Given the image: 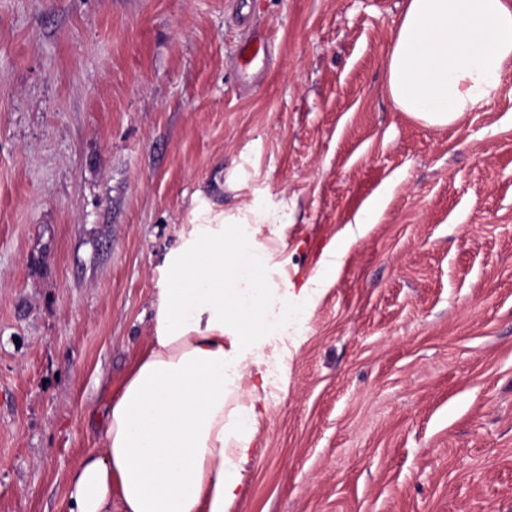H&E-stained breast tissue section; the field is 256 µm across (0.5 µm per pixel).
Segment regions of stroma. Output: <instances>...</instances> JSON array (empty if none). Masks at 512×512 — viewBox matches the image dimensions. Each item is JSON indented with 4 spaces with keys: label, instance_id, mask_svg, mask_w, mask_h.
<instances>
[{
    "label": "stroma",
    "instance_id": "obj_1",
    "mask_svg": "<svg viewBox=\"0 0 512 512\" xmlns=\"http://www.w3.org/2000/svg\"><path fill=\"white\" fill-rule=\"evenodd\" d=\"M403 8L0 0V512H65L164 255L259 213L270 279L313 294L262 345L227 512H512V72L456 124L398 111Z\"/></svg>",
    "mask_w": 512,
    "mask_h": 512
}]
</instances>
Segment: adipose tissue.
<instances>
[{"mask_svg": "<svg viewBox=\"0 0 512 512\" xmlns=\"http://www.w3.org/2000/svg\"><path fill=\"white\" fill-rule=\"evenodd\" d=\"M395 108L445 127L512 71V0H405L386 59ZM246 224H196L168 252L148 347L70 473L67 512H226L259 417L244 394L284 295Z\"/></svg>", "mask_w": 512, "mask_h": 512, "instance_id": "1", "label": "adipose tissue"}]
</instances>
